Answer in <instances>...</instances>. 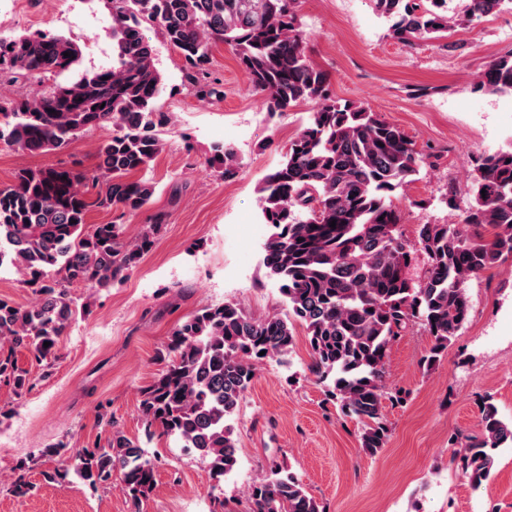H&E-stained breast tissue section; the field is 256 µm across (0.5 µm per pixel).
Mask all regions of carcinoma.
<instances>
[{
    "label": "carcinoma",
    "instance_id": "carcinoma-1",
    "mask_svg": "<svg viewBox=\"0 0 512 512\" xmlns=\"http://www.w3.org/2000/svg\"><path fill=\"white\" fill-rule=\"evenodd\" d=\"M391 21V38L405 46L451 35L448 0H375ZM112 9V65L71 81L81 57L66 36L40 31L0 37V79L47 81L35 96L0 98V142L30 153L68 146L78 134L110 124L112 137L96 151L89 176L73 167L24 168L0 187V267L12 265L40 296L31 307L0 298V383L15 391L33 385L14 352L43 363L77 314L66 285L108 288L137 266L155 242L164 215L134 242L115 222L87 228L93 206L122 214L144 209L155 193L148 169L164 146L171 115L156 104L163 87L145 24L158 28L183 61L187 89L208 93L211 48L222 42L237 57L253 90L273 113L314 103L283 159L258 187L263 223L271 228L263 264L279 284L288 312L254 318L237 304L206 305L177 325L166 345L162 373L141 390L148 427L209 458L219 484L237 464L231 421L268 359H283L294 323L305 331L309 369L326 384L328 401L360 428V446L374 456L389 438L383 402L404 403L407 392L385 385L392 342L411 323L432 338L424 359L440 361L470 314L467 282L512 256V151L471 160V200L460 224H423L418 244L429 264L421 280L402 275L413 256L399 224L397 191L415 180L424 154L376 112L334 97L330 77L316 66L301 30L298 0H108ZM512 0H467L466 22L504 9ZM69 56H64V53ZM474 89L512 93V51L487 63ZM224 178L242 164L228 144L213 148ZM99 186L90 200L81 185ZM336 223L330 227V223ZM49 346H44V343ZM512 444V420L490 400L480 410L479 434L453 453L471 485L486 480L495 451ZM64 446L45 454L58 466L45 476L63 483L77 476L92 487L121 476L134 507L152 492L155 464L141 442L120 432L106 445L72 457ZM249 512H326L283 467L251 487Z\"/></svg>",
    "mask_w": 512,
    "mask_h": 512
}]
</instances>
